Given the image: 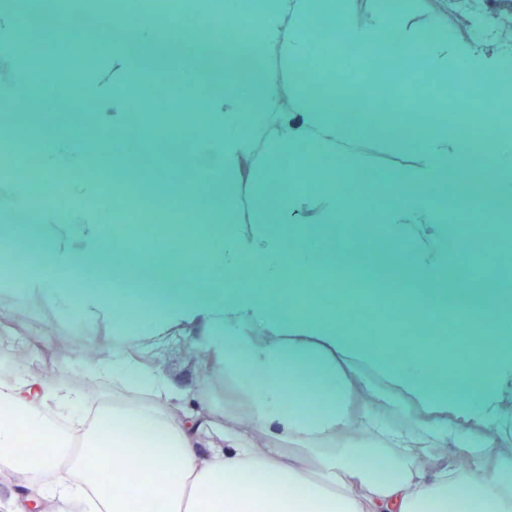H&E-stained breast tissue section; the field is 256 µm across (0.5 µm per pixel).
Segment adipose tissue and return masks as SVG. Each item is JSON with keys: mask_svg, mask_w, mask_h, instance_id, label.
<instances>
[{"mask_svg": "<svg viewBox=\"0 0 512 512\" xmlns=\"http://www.w3.org/2000/svg\"><path fill=\"white\" fill-rule=\"evenodd\" d=\"M11 11L7 34L23 53L33 30L75 26L72 0H13ZM196 19L210 36L187 43L180 19L161 26L132 5L112 25V48L127 87L166 85L193 100L208 81L203 111L188 122L143 113L132 138L112 143L85 139L79 113H39L21 144L38 148L45 180L77 181L34 207L0 183V219L24 210L38 226L22 278H0V308L51 305L82 336L81 385L27 373L0 381V474L25 480L24 494L0 496V512H132L153 500L165 512H512V343L500 335L512 290L462 292L448 281L459 255L490 240L449 232V213L512 214V113L486 125L477 151L436 120L394 131L372 112L353 119L318 106L308 86L325 80L339 45L367 52L391 92L416 75L502 99L512 64L485 65L477 43L449 48L388 12L354 26L340 0H224ZM49 93L25 64L0 83V98L14 102ZM371 135L414 156L386 175L381 197V260L397 287L384 293L379 338L358 335L352 308L317 280L326 267L367 279L349 226L372 208L353 150ZM142 145L166 163L150 194L206 221L157 232L141 260L161 273L132 272L139 288L123 295L85 278L111 266L112 251L111 201L98 197L102 220L90 222L98 186L83 173L99 164L137 179L125 159ZM249 157L261 179L247 184ZM341 183L354 191L337 192ZM447 305L458 335L478 327L486 352L456 362L430 342ZM407 331L419 343L389 355L386 339ZM174 344L196 359L198 389L172 383ZM217 378L227 384L220 403L205 394ZM33 439L41 452L30 458L22 447ZM73 444L77 455H63Z\"/></svg>", "mask_w": 512, "mask_h": 512, "instance_id": "adipose-tissue-1", "label": "adipose tissue"}]
</instances>
